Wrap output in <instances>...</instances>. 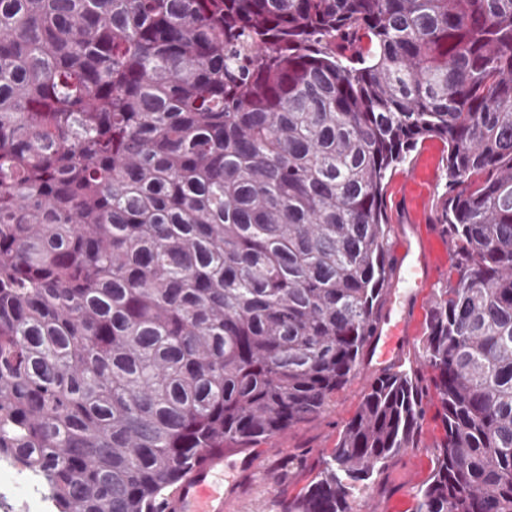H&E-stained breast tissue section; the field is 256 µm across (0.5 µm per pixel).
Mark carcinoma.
<instances>
[{"label": "carcinoma", "mask_w": 512, "mask_h": 512, "mask_svg": "<svg viewBox=\"0 0 512 512\" xmlns=\"http://www.w3.org/2000/svg\"><path fill=\"white\" fill-rule=\"evenodd\" d=\"M426 136L457 280L288 512H353L429 391L418 512H512V0H0V462L54 512H163L204 453L322 413Z\"/></svg>", "instance_id": "1"}]
</instances>
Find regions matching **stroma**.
<instances>
[{
    "label": "stroma",
    "instance_id": "1",
    "mask_svg": "<svg viewBox=\"0 0 512 512\" xmlns=\"http://www.w3.org/2000/svg\"><path fill=\"white\" fill-rule=\"evenodd\" d=\"M447 156V143L428 137L388 173L384 204L391 250L402 248L406 241L402 225L439 224L448 181ZM378 373L372 362H364L360 373L321 414L254 444L250 453L257 468L244 475L230 512H285L289 500L303 492L324 456L335 448L340 432ZM423 404L425 415L414 447L392 460L373 492L354 501L355 512H416L417 494L432 473L433 449L444 435L437 403L427 398Z\"/></svg>",
    "mask_w": 512,
    "mask_h": 512
}]
</instances>
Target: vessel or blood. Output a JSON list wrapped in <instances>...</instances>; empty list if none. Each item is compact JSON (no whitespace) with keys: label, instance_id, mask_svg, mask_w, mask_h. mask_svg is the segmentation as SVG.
Listing matches in <instances>:
<instances>
[{"label":"vessel or blood","instance_id":"1","mask_svg":"<svg viewBox=\"0 0 512 512\" xmlns=\"http://www.w3.org/2000/svg\"><path fill=\"white\" fill-rule=\"evenodd\" d=\"M447 249L429 226H421L416 247H404L399 260L406 264L405 280L417 292L431 287L436 264L445 262ZM412 320L403 312L386 316L384 326L375 340L378 363L395 358L409 342ZM238 477H225L224 452H207L189 474L170 493L166 512H224L230 499L229 489L236 486Z\"/></svg>","mask_w":512,"mask_h":512}]
</instances>
